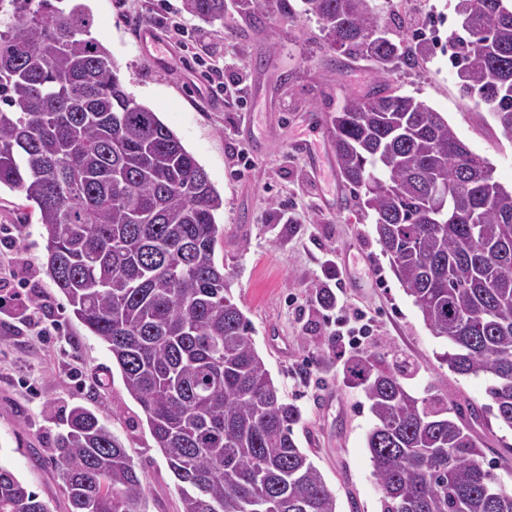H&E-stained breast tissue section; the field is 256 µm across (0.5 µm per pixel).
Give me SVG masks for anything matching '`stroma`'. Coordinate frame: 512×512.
Wrapping results in <instances>:
<instances>
[{"label":"stroma","mask_w":512,"mask_h":512,"mask_svg":"<svg viewBox=\"0 0 512 512\" xmlns=\"http://www.w3.org/2000/svg\"><path fill=\"white\" fill-rule=\"evenodd\" d=\"M94 36L112 53L134 99L157 112L180 137L224 198L216 216L224 234L217 263L232 283L251 336L282 395L303 413L296 429L336 497L337 512H380L366 435L375 422L361 389L345 379L344 349L329 353V330L314 294L339 285L345 304L369 310L379 334L375 351H391L415 368L405 385L487 404L491 376L449 371L440 356L446 340L432 335L393 274L372 216L361 214L338 174L331 118L345 96H362L374 82L370 63L326 45L317 18L274 19L248 28L238 15L210 26L185 13L183 0H79ZM389 38L413 29L430 34L438 23L460 27L453 0H375ZM166 46L168 65L155 67L140 45L145 28ZM224 75L225 86L245 82L244 101L214 100L194 57ZM448 54L433 50L413 67L389 73L391 90L415 96L440 112L469 149L512 185V140L490 112L458 92ZM252 165H237L240 149ZM0 261L14 277L0 279V464L46 501L68 512L49 457L66 411L94 412L147 473L148 512H178L179 497L166 460L139 405L127 393L106 344L70 315L65 297L44 267L46 241L33 207L17 190L0 186ZM43 306L63 331L49 339L27 328L28 306ZM472 429L487 457L512 463V430L495 419Z\"/></svg>","instance_id":"35a3bbf8"}]
</instances>
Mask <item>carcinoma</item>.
<instances>
[{
	"label": "carcinoma",
	"mask_w": 512,
	"mask_h": 512,
	"mask_svg": "<svg viewBox=\"0 0 512 512\" xmlns=\"http://www.w3.org/2000/svg\"><path fill=\"white\" fill-rule=\"evenodd\" d=\"M0 0V186L21 192L46 237V273L112 354L165 456L181 512H337L298 446L286 401L215 260L224 200L177 134L137 103L92 36L85 9ZM327 45L374 65L378 92L331 119L339 175L371 211L378 242L459 375H490L480 408L412 395L405 364L368 351L345 364L370 403L366 436L381 512H512L470 420L512 429V188L448 120L385 75L430 46L378 38L373 0H301ZM208 25L226 0H183ZM250 28L293 18L290 0H232ZM449 40L463 98L512 138V4L455 0ZM52 462L69 512H147V477L83 406ZM0 512H50L0 464Z\"/></svg>",
	"instance_id": "carcinoma-1"
}]
</instances>
